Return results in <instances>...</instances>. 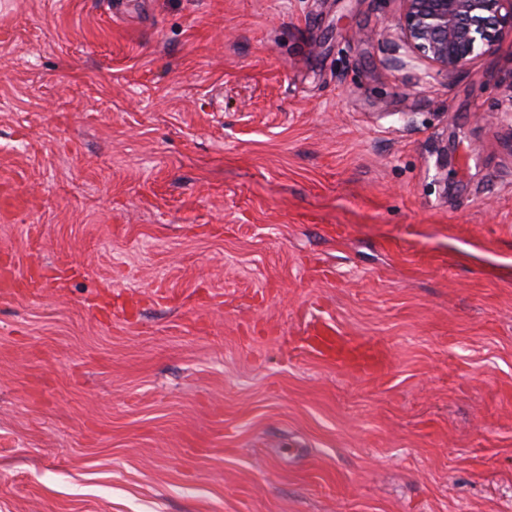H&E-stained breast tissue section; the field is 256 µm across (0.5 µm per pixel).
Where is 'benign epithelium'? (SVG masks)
I'll list each match as a JSON object with an SVG mask.
<instances>
[{
    "label": "benign epithelium",
    "mask_w": 512,
    "mask_h": 512,
    "mask_svg": "<svg viewBox=\"0 0 512 512\" xmlns=\"http://www.w3.org/2000/svg\"><path fill=\"white\" fill-rule=\"evenodd\" d=\"M394 23L364 35L386 46L388 62L407 69L423 62L417 82L453 79L512 38V0H399Z\"/></svg>",
    "instance_id": "7a95c632"
}]
</instances>
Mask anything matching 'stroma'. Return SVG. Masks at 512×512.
Segmentation results:
<instances>
[{
  "mask_svg": "<svg viewBox=\"0 0 512 512\" xmlns=\"http://www.w3.org/2000/svg\"><path fill=\"white\" fill-rule=\"evenodd\" d=\"M399 9L0 0V512H512V41ZM398 1L394 23L362 37L381 41L395 68L426 63L417 84L453 79L477 58L492 54L505 37L512 40V0Z\"/></svg>",
  "mask_w": 512,
  "mask_h": 512,
  "instance_id": "35a3bbf8",
  "label": "stroma"
}]
</instances>
